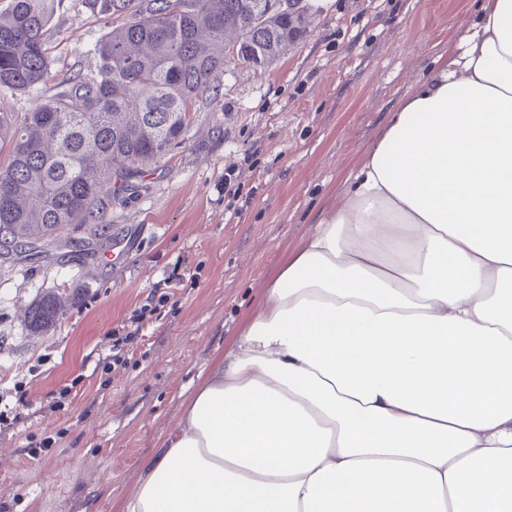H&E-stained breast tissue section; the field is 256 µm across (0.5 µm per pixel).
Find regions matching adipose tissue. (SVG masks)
Returning <instances> with one entry per match:
<instances>
[{"label":"adipose tissue","instance_id":"obj_1","mask_svg":"<svg viewBox=\"0 0 512 512\" xmlns=\"http://www.w3.org/2000/svg\"><path fill=\"white\" fill-rule=\"evenodd\" d=\"M125 512H512V0H483Z\"/></svg>","mask_w":512,"mask_h":512}]
</instances>
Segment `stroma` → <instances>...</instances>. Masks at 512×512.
I'll return each mask as SVG.
<instances>
[{
    "label": "stroma",
    "mask_w": 512,
    "mask_h": 512,
    "mask_svg": "<svg viewBox=\"0 0 512 512\" xmlns=\"http://www.w3.org/2000/svg\"><path fill=\"white\" fill-rule=\"evenodd\" d=\"M306 35L254 70L226 63L183 141L98 229L38 261L0 257V512H124L144 465L207 372L232 352L266 286L336 205L390 113L450 63L481 0H305ZM101 0H55L52 81L0 90L23 118L97 75ZM63 290L56 326L25 309ZM126 362H102L114 339ZM52 438L49 453L33 447Z\"/></svg>",
    "instance_id": "stroma-1"
}]
</instances>
